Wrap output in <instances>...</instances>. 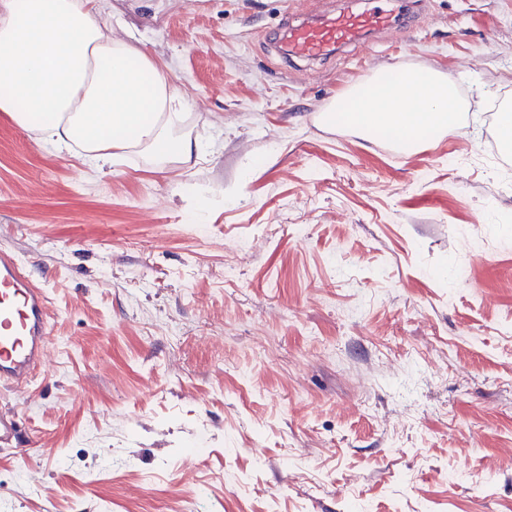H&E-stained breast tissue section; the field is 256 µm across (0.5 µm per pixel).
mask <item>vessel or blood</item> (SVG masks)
Wrapping results in <instances>:
<instances>
[{
    "mask_svg": "<svg viewBox=\"0 0 512 512\" xmlns=\"http://www.w3.org/2000/svg\"><path fill=\"white\" fill-rule=\"evenodd\" d=\"M393 0H368L365 8L329 11L286 27L288 52L302 58L328 55L356 45L368 32L392 28ZM50 316L45 291L24 273L14 254L0 249V386L22 393L43 361Z\"/></svg>",
    "mask_w": 512,
    "mask_h": 512,
    "instance_id": "vessel-or-blood-1",
    "label": "vessel or blood"
}]
</instances>
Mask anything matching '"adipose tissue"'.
<instances>
[{"label": "adipose tissue", "instance_id": "adipose-tissue-1", "mask_svg": "<svg viewBox=\"0 0 512 512\" xmlns=\"http://www.w3.org/2000/svg\"><path fill=\"white\" fill-rule=\"evenodd\" d=\"M89 2L0 0V112L93 169L111 166L117 150L159 160L203 154L199 139L174 134L184 102L165 74ZM323 116L411 151L451 132L459 103L435 71L388 67Z\"/></svg>", "mask_w": 512, "mask_h": 512}]
</instances>
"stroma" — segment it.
<instances>
[{
  "instance_id": "obj_1",
  "label": "stroma",
  "mask_w": 512,
  "mask_h": 512,
  "mask_svg": "<svg viewBox=\"0 0 512 512\" xmlns=\"http://www.w3.org/2000/svg\"><path fill=\"white\" fill-rule=\"evenodd\" d=\"M351 4L97 0L183 97L185 164L100 172L0 112V248L51 315L27 396L0 390V512H512V149L487 118L512 0H400L363 49L276 52ZM393 66L455 84L456 131L408 154L320 120Z\"/></svg>"
}]
</instances>
